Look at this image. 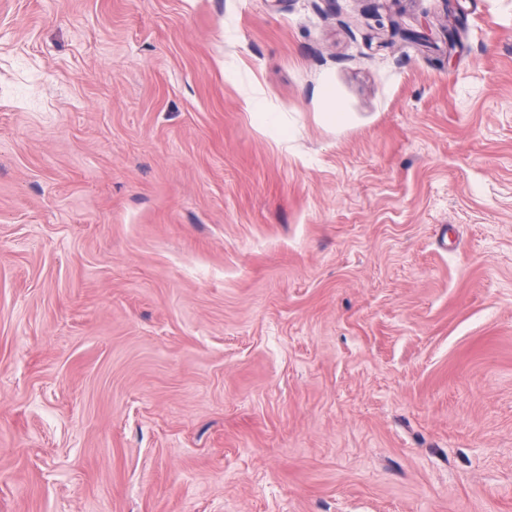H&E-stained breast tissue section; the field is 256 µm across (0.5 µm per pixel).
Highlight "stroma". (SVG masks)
<instances>
[{"label": "stroma", "mask_w": 512, "mask_h": 512, "mask_svg": "<svg viewBox=\"0 0 512 512\" xmlns=\"http://www.w3.org/2000/svg\"><path fill=\"white\" fill-rule=\"evenodd\" d=\"M0 512H512V0H0Z\"/></svg>", "instance_id": "35a3bbf8"}]
</instances>
